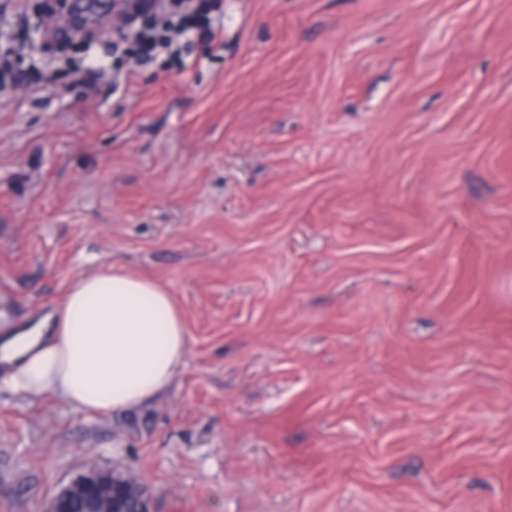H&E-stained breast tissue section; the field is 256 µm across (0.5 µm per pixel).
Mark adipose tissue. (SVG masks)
Listing matches in <instances>:
<instances>
[{"instance_id":"1","label":"adipose tissue","mask_w":512,"mask_h":512,"mask_svg":"<svg viewBox=\"0 0 512 512\" xmlns=\"http://www.w3.org/2000/svg\"><path fill=\"white\" fill-rule=\"evenodd\" d=\"M187 346L166 290L104 272L75 284L56 318L0 342V381L83 410H133L168 390Z\"/></svg>"}]
</instances>
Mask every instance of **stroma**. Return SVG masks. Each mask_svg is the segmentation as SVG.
Here are the masks:
<instances>
[{
  "label": "stroma",
  "instance_id": "stroma-1",
  "mask_svg": "<svg viewBox=\"0 0 512 512\" xmlns=\"http://www.w3.org/2000/svg\"><path fill=\"white\" fill-rule=\"evenodd\" d=\"M213 3L92 89L0 0V336L112 270L188 336L133 411L0 385V512H512V0ZM116 469L90 467L79 474L70 484L52 495L43 512H152L151 500L142 486H134L136 498L128 485L116 477Z\"/></svg>",
  "mask_w": 512,
  "mask_h": 512
}]
</instances>
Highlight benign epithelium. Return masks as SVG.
Segmentation results:
<instances>
[{
    "mask_svg": "<svg viewBox=\"0 0 512 512\" xmlns=\"http://www.w3.org/2000/svg\"><path fill=\"white\" fill-rule=\"evenodd\" d=\"M117 470L90 467L70 484L52 495L44 512H71L80 501L83 512H152L151 500L141 486L129 491L126 482L116 477Z\"/></svg>",
    "mask_w": 512,
    "mask_h": 512,
    "instance_id": "benign-epithelium-1",
    "label": "benign epithelium"
}]
</instances>
